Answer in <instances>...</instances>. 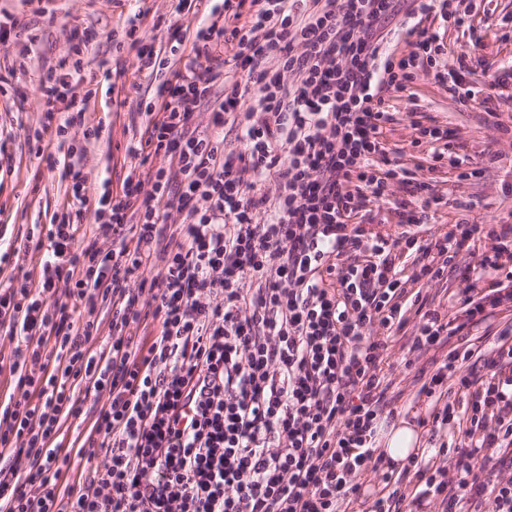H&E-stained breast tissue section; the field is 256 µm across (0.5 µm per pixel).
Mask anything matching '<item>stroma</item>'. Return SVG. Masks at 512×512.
I'll use <instances>...</instances> for the list:
<instances>
[{
	"mask_svg": "<svg viewBox=\"0 0 512 512\" xmlns=\"http://www.w3.org/2000/svg\"><path fill=\"white\" fill-rule=\"evenodd\" d=\"M460 10L470 11L478 27L490 62L512 58V0H456ZM176 0H51L47 14L34 13L27 0H0L4 10L26 23L34 41L28 46L0 48V243L11 244L39 224L49 223L53 214L68 202L69 182L61 169H47L35 154L36 146L56 154L70 146L86 145L83 160L89 182L110 178L120 185L126 173L123 159L128 144L138 139L146 124L140 113V100L152 97L162 76L141 72L137 62L122 45L129 20L135 11H147L140 34L147 41L160 43L170 39L173 24L197 25L208 16L214 0H196L189 15L175 12ZM446 53L435 66L419 70L412 97L389 94L392 111L402 113L400 123L388 132L390 147L402 150L400 162L418 179L435 181L439 190L448 192L450 203L429 224L422 226V237L443 225L468 221L493 224L512 220V100L494 98L495 115L483 107L462 105L448 91L447 82L437 80L436 72L454 66L457 54L471 50L469 36L449 30L445 36ZM82 64L81 91L90 99L80 124L65 134L44 130L43 106L37 85L41 77L62 59ZM110 68V80H103V68ZM139 85V93L130 94L126 103L115 106L110 86ZM425 113L434 124L447 128L467 143V152L475 156L488 144H495L499 157L479 179L455 182L451 168L429 171L427 146L412 147L416 132L405 114L409 109ZM101 126L97 140L83 139L85 129ZM388 353L394 362L391 402L397 418H412L425 410L416 402V386L401 364L404 352L400 340H391Z\"/></svg>",
	"mask_w": 512,
	"mask_h": 512,
	"instance_id": "35a3bbf8",
	"label": "stroma"
}]
</instances>
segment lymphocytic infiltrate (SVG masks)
I'll use <instances>...</instances> for the list:
<instances>
[{"label": "lymphocytic infiltrate", "instance_id": "lymphocytic-infiltrate-1", "mask_svg": "<svg viewBox=\"0 0 512 512\" xmlns=\"http://www.w3.org/2000/svg\"><path fill=\"white\" fill-rule=\"evenodd\" d=\"M402 4L406 54L383 30ZM471 26L452 0H224L190 42L178 24L167 48L128 30L140 69L171 72L126 150L134 165L93 196L79 164L45 155L70 201L24 237L38 266L0 282V512H347L369 471L383 486L368 512L431 497L441 512H512V225L457 223L422 242L417 227L447 202L385 140L384 92L408 91L447 29ZM474 44L447 72L464 100L468 76L490 89L512 76ZM79 86L64 60L40 81L58 133L81 120ZM204 106L209 136L195 126ZM228 128L239 152L224 150ZM394 181L416 207L395 239L368 236L357 217ZM480 238L491 246L460 269L450 308L409 292ZM497 312L504 327L482 331ZM396 336L446 349L417 377L431 403L417 423L449 436L398 473L373 446Z\"/></svg>", "mask_w": 512, "mask_h": 512}]
</instances>
